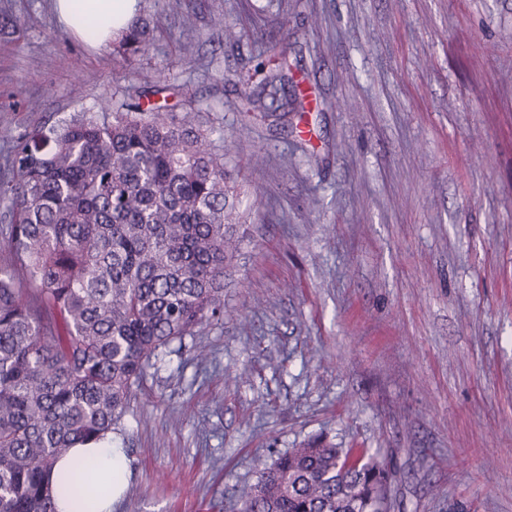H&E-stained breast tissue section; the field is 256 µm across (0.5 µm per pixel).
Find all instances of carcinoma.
<instances>
[{"instance_id": "obj_1", "label": "carcinoma", "mask_w": 512, "mask_h": 512, "mask_svg": "<svg viewBox=\"0 0 512 512\" xmlns=\"http://www.w3.org/2000/svg\"><path fill=\"white\" fill-rule=\"evenodd\" d=\"M141 19L112 40L128 65L147 54ZM287 62L270 68L247 111L284 127L305 119ZM167 77L113 93L100 112L19 136L0 158V512H58L47 475L72 448L119 431L133 387L173 344L224 320L250 227L232 142ZM85 463L63 491L92 489ZM389 472L362 448L315 434L258 460L240 512H391Z\"/></svg>"}]
</instances>
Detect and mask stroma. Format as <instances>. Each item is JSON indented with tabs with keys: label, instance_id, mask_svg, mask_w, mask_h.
I'll return each instance as SVG.
<instances>
[{
	"label": "stroma",
	"instance_id": "stroma-1",
	"mask_svg": "<svg viewBox=\"0 0 512 512\" xmlns=\"http://www.w3.org/2000/svg\"><path fill=\"white\" fill-rule=\"evenodd\" d=\"M139 16L154 45L129 68L54 0H0V129L167 75L250 183L242 285L136 387L112 512H236L257 460L319 433L389 466L393 512H512V0H142ZM258 55L314 92L306 125L246 111Z\"/></svg>",
	"mask_w": 512,
	"mask_h": 512
}]
</instances>
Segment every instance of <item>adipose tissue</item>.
<instances>
[{
  "label": "adipose tissue",
  "instance_id": "adipose-tissue-1",
  "mask_svg": "<svg viewBox=\"0 0 512 512\" xmlns=\"http://www.w3.org/2000/svg\"><path fill=\"white\" fill-rule=\"evenodd\" d=\"M136 0H56L61 20L79 34L94 32L96 40L110 39L114 30L126 27L135 12ZM93 461L99 474L106 480L124 477L127 460L123 449L105 441L91 448L71 449L57 464L49 477L53 491L58 492L60 512H112L114 494L91 500L63 494L61 487L67 482L78 461Z\"/></svg>",
  "mask_w": 512,
  "mask_h": 512
}]
</instances>
